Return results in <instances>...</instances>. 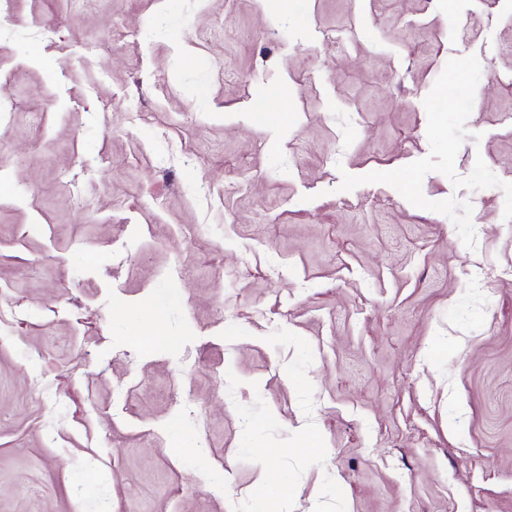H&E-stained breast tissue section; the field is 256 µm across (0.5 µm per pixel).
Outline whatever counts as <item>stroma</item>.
Listing matches in <instances>:
<instances>
[{
	"instance_id": "1",
	"label": "stroma",
	"mask_w": 512,
	"mask_h": 512,
	"mask_svg": "<svg viewBox=\"0 0 512 512\" xmlns=\"http://www.w3.org/2000/svg\"><path fill=\"white\" fill-rule=\"evenodd\" d=\"M1 305L0 512H512V0H0Z\"/></svg>"
}]
</instances>
